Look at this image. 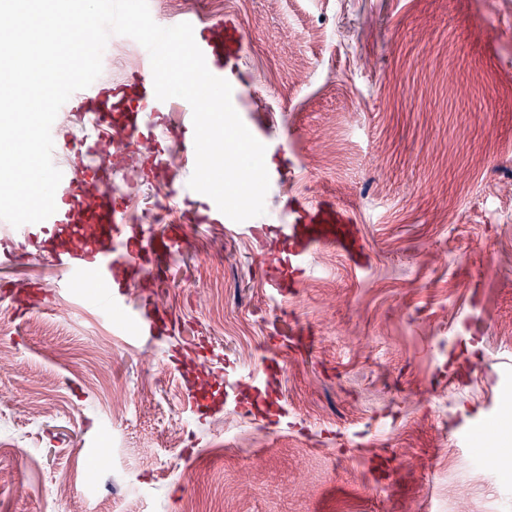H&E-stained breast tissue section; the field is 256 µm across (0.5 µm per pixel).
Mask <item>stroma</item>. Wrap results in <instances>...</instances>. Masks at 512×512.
Listing matches in <instances>:
<instances>
[{
  "instance_id": "obj_1",
  "label": "stroma",
  "mask_w": 512,
  "mask_h": 512,
  "mask_svg": "<svg viewBox=\"0 0 512 512\" xmlns=\"http://www.w3.org/2000/svg\"><path fill=\"white\" fill-rule=\"evenodd\" d=\"M183 7L222 35L249 131L288 143L258 223L331 207L363 262L324 246L272 298L273 233L193 222L179 166L132 161L108 181L180 249L166 283L132 279L157 329L136 337L58 291L68 233L5 234L0 512H512V443L480 430L512 422V0ZM228 359L263 382L241 414L199 394Z\"/></svg>"
}]
</instances>
